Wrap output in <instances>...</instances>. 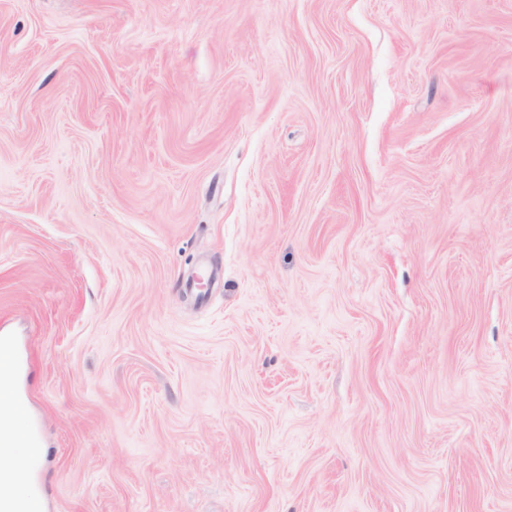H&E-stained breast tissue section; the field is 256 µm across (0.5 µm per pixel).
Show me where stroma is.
I'll return each mask as SVG.
<instances>
[{
    "label": "stroma",
    "mask_w": 512,
    "mask_h": 512,
    "mask_svg": "<svg viewBox=\"0 0 512 512\" xmlns=\"http://www.w3.org/2000/svg\"><path fill=\"white\" fill-rule=\"evenodd\" d=\"M0 336L45 512H512V0H0Z\"/></svg>",
    "instance_id": "obj_1"
}]
</instances>
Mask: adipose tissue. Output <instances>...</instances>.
<instances>
[{"mask_svg": "<svg viewBox=\"0 0 512 512\" xmlns=\"http://www.w3.org/2000/svg\"><path fill=\"white\" fill-rule=\"evenodd\" d=\"M21 409L12 397V375L0 372V455L11 456L6 465L7 480H0V498H10L23 505L36 504L40 495L31 484L30 449L15 451L13 438L21 431Z\"/></svg>", "mask_w": 512, "mask_h": 512, "instance_id": "1", "label": "adipose tissue"}]
</instances>
